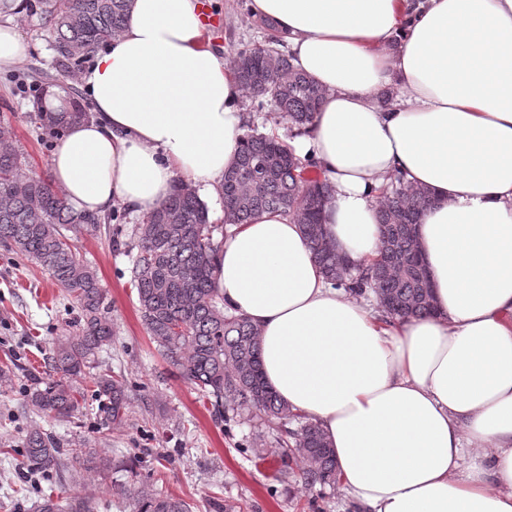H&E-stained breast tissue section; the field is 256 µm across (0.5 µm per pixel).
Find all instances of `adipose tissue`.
Returning <instances> with one entry per match:
<instances>
[{
  "label": "adipose tissue",
  "instance_id": "obj_1",
  "mask_svg": "<svg viewBox=\"0 0 512 512\" xmlns=\"http://www.w3.org/2000/svg\"><path fill=\"white\" fill-rule=\"evenodd\" d=\"M323 90L290 145L331 185L322 222L369 263L394 175L434 312L391 321L320 272L300 224L262 212L220 243L216 286L260 330L266 381L327 436L357 512H512V0H251ZM201 0H133L81 75L92 117L48 159L75 210L148 213L175 181L221 191L243 91Z\"/></svg>",
  "mask_w": 512,
  "mask_h": 512
}]
</instances>
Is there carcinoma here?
I'll list each match as a JSON object with an SVG mask.
<instances>
[{"label":"carcinoma","mask_w":512,"mask_h":512,"mask_svg":"<svg viewBox=\"0 0 512 512\" xmlns=\"http://www.w3.org/2000/svg\"><path fill=\"white\" fill-rule=\"evenodd\" d=\"M132 0H23L25 15L48 26L57 57L56 74L39 81L47 94L90 58L94 49L123 29ZM238 78L251 95L268 98L279 117L301 129L311 124L322 90L271 46L233 57ZM89 118L76 92L57 110L35 113L42 128L58 134ZM23 156L0 131V244L41 267L78 310L76 329L52 342L49 370L30 377L25 390L32 413L52 419L83 414L86 402L72 380L93 385L106 404L103 425L128 420V389L120 377L101 368L98 355L112 345L106 294L96 271L80 260L72 238L112 221L110 215L69 206L46 180L24 171ZM221 195L231 198L227 224H246L264 211H283L301 224L325 278L354 295L373 292L390 318L421 317L433 311L432 288L420 254L417 224L431 203L428 190L396 177L383 189L379 207L381 245L368 268L353 267L327 239L321 215L329 186L306 177V166L275 135L243 137L237 158L224 174ZM137 254L131 287L136 290L146 331L166 359L196 390L202 402L226 421L246 412L280 432L281 480L299 479L309 488H334L336 458L320 428L292 412L266 382L261 367L260 331L247 318L224 310L216 280L219 227L187 188L177 185L167 200L137 228ZM233 401L226 408L224 400ZM17 466L39 472L48 482L64 472L75 479L83 470L107 464L85 448H63L52 432L32 430ZM133 487L118 494L130 512H191L182 499L156 489L158 478L130 465ZM38 512H94L87 498L61 506L50 494Z\"/></svg>","instance_id":"obj_1"}]
</instances>
